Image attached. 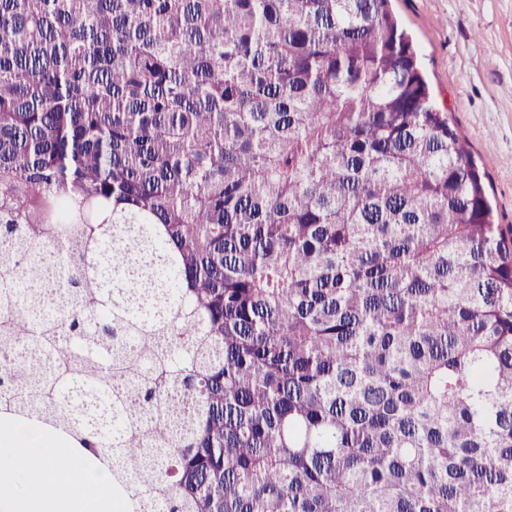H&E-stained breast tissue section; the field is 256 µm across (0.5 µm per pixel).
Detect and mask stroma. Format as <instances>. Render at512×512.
I'll list each match as a JSON object with an SVG mask.
<instances>
[{
    "label": "stroma",
    "instance_id": "obj_1",
    "mask_svg": "<svg viewBox=\"0 0 512 512\" xmlns=\"http://www.w3.org/2000/svg\"><path fill=\"white\" fill-rule=\"evenodd\" d=\"M438 105L486 171L512 224V0H391Z\"/></svg>",
    "mask_w": 512,
    "mask_h": 512
}]
</instances>
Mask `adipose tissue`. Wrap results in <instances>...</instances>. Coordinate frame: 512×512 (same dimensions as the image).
<instances>
[{"instance_id": "ef3b65f1", "label": "adipose tissue", "mask_w": 512, "mask_h": 512, "mask_svg": "<svg viewBox=\"0 0 512 512\" xmlns=\"http://www.w3.org/2000/svg\"><path fill=\"white\" fill-rule=\"evenodd\" d=\"M68 459L61 468L57 459ZM42 480L30 486L25 472ZM106 459L80 448L36 421L0 415V512H118Z\"/></svg>"}]
</instances>
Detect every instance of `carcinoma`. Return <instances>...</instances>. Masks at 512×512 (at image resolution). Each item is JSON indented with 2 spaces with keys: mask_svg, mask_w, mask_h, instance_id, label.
<instances>
[{
  "mask_svg": "<svg viewBox=\"0 0 512 512\" xmlns=\"http://www.w3.org/2000/svg\"><path fill=\"white\" fill-rule=\"evenodd\" d=\"M390 0H0V412L141 512H512V228Z\"/></svg>",
  "mask_w": 512,
  "mask_h": 512,
  "instance_id": "carcinoma-1",
  "label": "carcinoma"
}]
</instances>
